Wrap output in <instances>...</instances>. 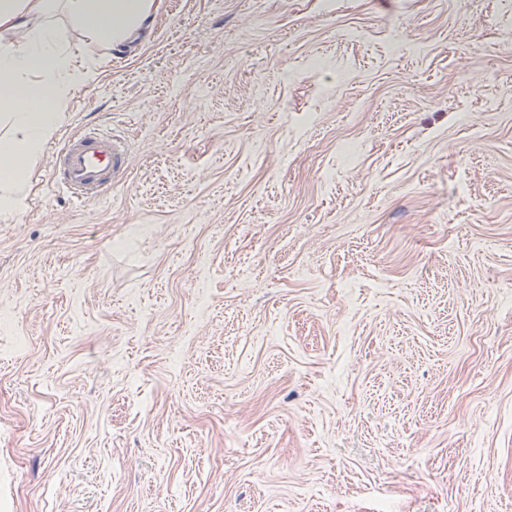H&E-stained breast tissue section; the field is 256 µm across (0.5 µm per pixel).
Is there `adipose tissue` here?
<instances>
[{
	"mask_svg": "<svg viewBox=\"0 0 512 512\" xmlns=\"http://www.w3.org/2000/svg\"><path fill=\"white\" fill-rule=\"evenodd\" d=\"M85 32L81 59L46 21L56 2ZM153 0H0V221L25 206L34 166L64 122L62 102L97 76L104 47L129 40Z\"/></svg>",
	"mask_w": 512,
	"mask_h": 512,
	"instance_id": "adipose-tissue-1",
	"label": "adipose tissue"
}]
</instances>
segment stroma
I'll list each match as a JSON object with an SVG mask.
<instances>
[{"mask_svg":"<svg viewBox=\"0 0 512 512\" xmlns=\"http://www.w3.org/2000/svg\"><path fill=\"white\" fill-rule=\"evenodd\" d=\"M155 6L0 222V512H512V14ZM126 150L112 134L92 129L70 138L55 153L51 175L78 204L99 201L126 168Z\"/></svg>","mask_w":512,"mask_h":512,"instance_id":"35a3bbf8","label":"stroma"}]
</instances>
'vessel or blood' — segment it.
Segmentation results:
<instances>
[{
	"label": "vessel or blood",
	"instance_id": "vessel-or-blood-1",
	"mask_svg": "<svg viewBox=\"0 0 512 512\" xmlns=\"http://www.w3.org/2000/svg\"><path fill=\"white\" fill-rule=\"evenodd\" d=\"M126 150L112 135L92 129L55 153L51 175L79 204L102 199L126 168Z\"/></svg>",
	"mask_w": 512,
	"mask_h": 512
}]
</instances>
